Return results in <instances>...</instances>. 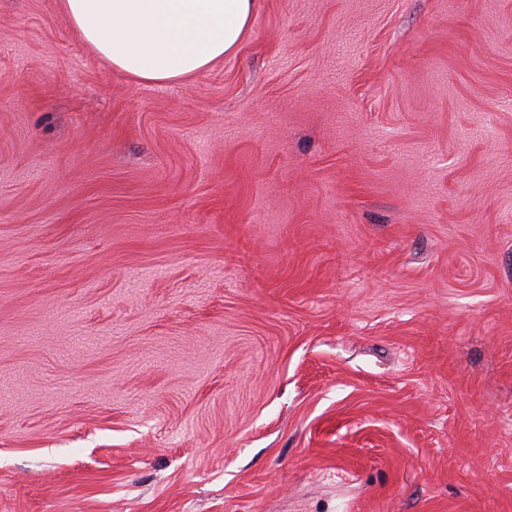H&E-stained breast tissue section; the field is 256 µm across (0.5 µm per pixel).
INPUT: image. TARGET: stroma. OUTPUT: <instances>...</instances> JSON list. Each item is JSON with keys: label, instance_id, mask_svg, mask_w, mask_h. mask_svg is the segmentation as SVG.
Segmentation results:
<instances>
[{"label": "stroma", "instance_id": "stroma-1", "mask_svg": "<svg viewBox=\"0 0 512 512\" xmlns=\"http://www.w3.org/2000/svg\"><path fill=\"white\" fill-rule=\"evenodd\" d=\"M0 512H512V0H0ZM256 0H62L73 29L112 67L159 85L209 68L242 41Z\"/></svg>", "mask_w": 512, "mask_h": 512}]
</instances>
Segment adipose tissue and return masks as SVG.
Returning a JSON list of instances; mask_svg holds the SVG:
<instances>
[{
    "label": "adipose tissue",
    "instance_id": "1",
    "mask_svg": "<svg viewBox=\"0 0 512 512\" xmlns=\"http://www.w3.org/2000/svg\"><path fill=\"white\" fill-rule=\"evenodd\" d=\"M256 0H62L73 29L129 77L159 85L209 68L242 41Z\"/></svg>",
    "mask_w": 512,
    "mask_h": 512
}]
</instances>
